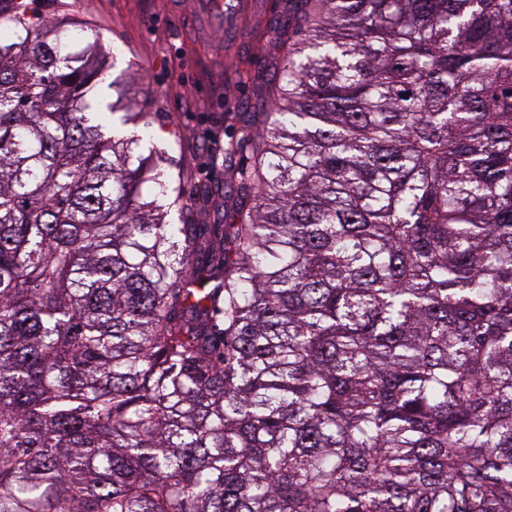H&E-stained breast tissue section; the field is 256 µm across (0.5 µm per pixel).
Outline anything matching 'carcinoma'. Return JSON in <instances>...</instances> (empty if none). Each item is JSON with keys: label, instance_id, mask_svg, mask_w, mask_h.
Masks as SVG:
<instances>
[{"label": "carcinoma", "instance_id": "obj_1", "mask_svg": "<svg viewBox=\"0 0 512 512\" xmlns=\"http://www.w3.org/2000/svg\"><path fill=\"white\" fill-rule=\"evenodd\" d=\"M13 23L0 512H512V0H288L222 224Z\"/></svg>", "mask_w": 512, "mask_h": 512}]
</instances>
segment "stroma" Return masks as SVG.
I'll return each instance as SVG.
<instances>
[{"label":"stroma","instance_id":"stroma-1","mask_svg":"<svg viewBox=\"0 0 512 512\" xmlns=\"http://www.w3.org/2000/svg\"><path fill=\"white\" fill-rule=\"evenodd\" d=\"M0 13L90 29L107 63L99 100L110 104L123 91L133 111L153 115L142 152L179 160L193 202L233 189L230 167L247 158L225 164L224 147L236 129L224 115L253 111L270 85L283 55L277 35L288 22V0L250 6L234 42L216 30L194 33L193 0H0Z\"/></svg>","mask_w":512,"mask_h":512}]
</instances>
